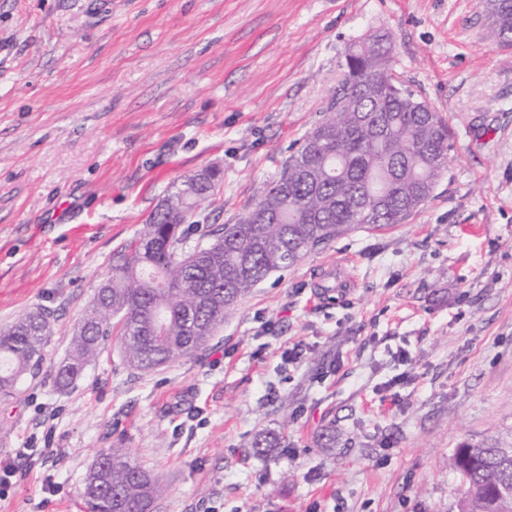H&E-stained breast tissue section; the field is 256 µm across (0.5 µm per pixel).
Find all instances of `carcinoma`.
<instances>
[{"instance_id":"cac0c4a2","label":"carcinoma","mask_w":512,"mask_h":512,"mask_svg":"<svg viewBox=\"0 0 512 512\" xmlns=\"http://www.w3.org/2000/svg\"><path fill=\"white\" fill-rule=\"evenodd\" d=\"M485 39L512 46V0H478ZM325 119L305 138L260 200L235 224H190L215 193L199 172L162 201L146 230L112 255L111 274L74 328L68 358L53 376L66 388L120 336L125 363L140 371L192 355L239 299L274 271L355 227L400 224L443 176L448 123L389 70L382 39L345 55L343 79ZM209 239L187 246L193 233ZM49 313L32 311L0 331V396L41 371ZM98 461L103 482L84 493L88 512H148L164 487L122 448ZM451 465L466 489L458 512H512L495 494L512 483V448L457 449Z\"/></svg>"}]
</instances>
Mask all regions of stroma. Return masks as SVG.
Segmentation results:
<instances>
[{
	"label": "stroma",
	"mask_w": 512,
	"mask_h": 512,
	"mask_svg": "<svg viewBox=\"0 0 512 512\" xmlns=\"http://www.w3.org/2000/svg\"><path fill=\"white\" fill-rule=\"evenodd\" d=\"M372 35L453 131L426 204L271 273L190 357L134 370L113 336L55 388L173 185L220 168L198 219L236 223ZM37 308L42 373L0 400V512H85L113 446L166 486L153 512H457L455 450L512 448V47L476 0H0V330Z\"/></svg>",
	"instance_id": "35a3bbf8"
}]
</instances>
